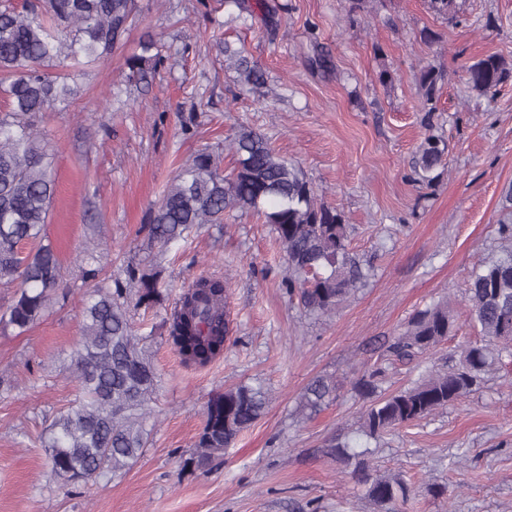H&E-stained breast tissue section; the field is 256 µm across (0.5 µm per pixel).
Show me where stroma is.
Listing matches in <instances>:
<instances>
[{
  "label": "stroma",
  "mask_w": 512,
  "mask_h": 512,
  "mask_svg": "<svg viewBox=\"0 0 512 512\" xmlns=\"http://www.w3.org/2000/svg\"><path fill=\"white\" fill-rule=\"evenodd\" d=\"M247 23L224 0H138L136 22L110 57L89 70L79 97L42 113L38 128L56 175L46 226L64 267L67 298L29 332L0 328V512H366L329 444L358 440L378 474L410 484L398 512H512V372L392 432L358 438L368 399L357 382L420 309L450 298L455 337L390 370L383 388L410 386L474 338L462 301L473 268L500 251L512 221V81L476 95L466 64L512 60V0H457L453 16L428 0H261ZM438 34L436 43L423 31ZM155 40L163 62L147 81H122L126 59ZM244 46L268 76L250 90L224 67V44ZM447 73L431 125L417 95L421 66ZM389 72L381 81L380 72ZM241 129L264 133L299 163L321 202L337 207L351 245L375 275L328 317L316 318L281 288L287 265L269 225L236 211L193 228L161 261L168 302L199 276L229 278L230 333L207 366L181 363L150 329L154 311L132 309L160 375L155 427L126 474L76 487L51 477L40 436L78 395L66 356L80 336L84 288L77 261L102 257L120 276L150 251L144 228L179 167L202 147L225 152ZM447 143L440 178L412 179L427 131ZM331 377L333 403L298 419L315 378ZM262 385L270 402L223 460L187 469L212 394Z\"/></svg>",
  "instance_id": "35a3bbf8"
}]
</instances>
